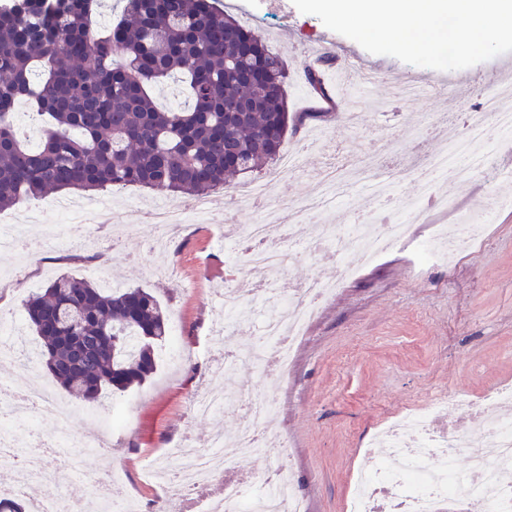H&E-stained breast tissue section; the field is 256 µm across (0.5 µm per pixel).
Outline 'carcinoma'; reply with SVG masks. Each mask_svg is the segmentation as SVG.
Segmentation results:
<instances>
[{
  "label": "carcinoma",
  "instance_id": "cac0c4a2",
  "mask_svg": "<svg viewBox=\"0 0 512 512\" xmlns=\"http://www.w3.org/2000/svg\"><path fill=\"white\" fill-rule=\"evenodd\" d=\"M119 2L102 31L103 0H0V210L50 189L140 185L198 199L276 161L288 131L322 121L288 112L283 60L215 0ZM333 63L326 56L307 72L311 95L328 97ZM244 70L261 73L266 89L249 86ZM175 76L188 101L166 109L150 88ZM21 99L36 109L35 147L14 124ZM24 308L49 376L85 399L142 385L170 336L144 288L62 274Z\"/></svg>",
  "mask_w": 512,
  "mask_h": 512
}]
</instances>
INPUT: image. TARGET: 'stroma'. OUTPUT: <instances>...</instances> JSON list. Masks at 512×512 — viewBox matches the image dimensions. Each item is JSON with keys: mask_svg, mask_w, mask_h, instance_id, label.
<instances>
[{"mask_svg": "<svg viewBox=\"0 0 512 512\" xmlns=\"http://www.w3.org/2000/svg\"><path fill=\"white\" fill-rule=\"evenodd\" d=\"M232 14L249 15L255 32L265 38L287 68L288 109L305 111V85L310 49L320 47L338 59L354 55L365 68L383 73L384 81L358 88L349 111H338L321 122L331 144L347 153L349 146L379 153L384 142L418 143L421 151L447 142L442 130H426L428 116L444 113L463 124L477 111L498 79L499 58L455 71L467 89L455 104L427 95L402 100L389 80L413 74L435 80L441 71L417 67L384 55H374L353 40L304 14L293 0L274 6L271 0H224ZM304 166L287 187L275 188V202L290 207L309 196L314 176L323 166V153L305 150ZM373 180V179H372ZM372 180L351 178L325 223L342 226L360 216L396 217L405 205L426 190L447 195V209L434 211L431 224H447L463 211L477 210L489 197L512 196V181H490L482 172L465 180H448L413 171L391 185V205L371 194ZM431 224L411 229L426 238ZM93 236L65 249L46 248L22 259L0 254V269L12 268L23 278L20 286L0 291V313L22 312L32 292L69 273L93 282L116 279L130 288L149 289L176 325L182 359L168 345L157 349V370L140 387L109 392L81 403L67 427L32 418L29 430L37 438H54L58 452H71L76 437L104 433L108 406L129 409V427L112 439L111 451L96 448L84 458L87 468L110 466L115 497L134 500L142 512H187L167 488L147 475L148 463L165 455L184 434L204 442L216 425L238 426L235 410L219 420L195 418L191 402L212 368L224 361L225 347L246 352L259 341L254 332H234L219 342L214 321L224 287L217 271L225 262L212 225L189 221L173 236L169 257L176 276L159 270L157 260L140 248L150 227L139 224L122 239L111 225H93ZM512 383V207L496 211L484 240L449 267H413L407 250L394 251L363 266L346 282L310 324L297 346L286 377L277 386L278 429L288 437L289 451L306 494L307 512H343L352 489V476L364 462L366 444L377 426L390 416L426 400L456 391L479 399L490 387ZM39 499L68 498L87 502L93 494L87 481L67 466H58L52 481L36 492Z\"/></svg>", "mask_w": 512, "mask_h": 512, "instance_id": "35a3bbf8", "label": "stroma"}]
</instances>
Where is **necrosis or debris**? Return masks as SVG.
Listing matches in <instances>:
<instances>
[{"label": "necrosis or debris", "instance_id": "obj_1", "mask_svg": "<svg viewBox=\"0 0 512 512\" xmlns=\"http://www.w3.org/2000/svg\"><path fill=\"white\" fill-rule=\"evenodd\" d=\"M494 120L503 135L512 134V111L502 109L497 97H489L478 112L469 114L463 132L448 137V147L435 155L404 157L396 172L407 175L422 166L450 168L453 157L471 152L473 162L485 168L491 178H500L498 168L488 166L480 145L484 140L486 120ZM301 160L289 153L281 157L268 180L254 183L253 202L261 215L250 224H233L229 239L236 259L248 271L247 277L224 283V330L257 329L265 339L264 346L251 356L262 369L268 384L262 389L231 392L207 388L191 403L194 411L209 413L232 403L238 410L240 429L231 437L217 433L199 444L191 435H183L169 451V460L157 465L164 486L174 488L177 499L199 496L219 472L231 469L241 456L265 451L275 454L277 464L252 480L249 488L225 492L223 500L203 499L200 512H306V503L296 480L288 441L275 428L279 407L275 399L274 381L288 373L295 348L317 317L323 304L335 296L344 282L357 273L361 263H372L395 249L406 247L419 267L445 265L469 250L482 238L485 227L463 222L440 225L421 244H413L410 228L405 224H374L362 218L336 231L334 225L317 224L304 248L325 254L337 265L333 280L313 278L289 288H281L278 275L294 256L286 252L277 239L283 217L304 219L309 215L308 202L282 211L272 203L269 184L281 172L298 173ZM62 221L49 225L48 242L61 235H73L101 223L109 212L96 202L82 199H57L52 203ZM210 201L201 198L191 208L173 204L152 208V234L146 240L148 250L164 251L174 228L185 223L187 214H204ZM277 304L278 317L264 318L266 305ZM512 403V386H497L474 400L451 394L426 402L418 412L393 424L378 437L387 448L384 459L371 460L358 480L357 490L348 512H445L448 504L463 501L466 512H512V484L501 478L512 468V419L499 412L500 406ZM17 422L30 416L53 420L65 425L69 408L53 401L38 385L28 392L10 397ZM457 409L469 416L478 414L482 423L467 429H442L435 422L444 407ZM33 451L14 469V490L26 494L36 485L52 477L48 460L55 453L51 440H32ZM467 456L469 466L459 471L454 467L458 456Z\"/></svg>", "mask_w": 512, "mask_h": 512}]
</instances>
